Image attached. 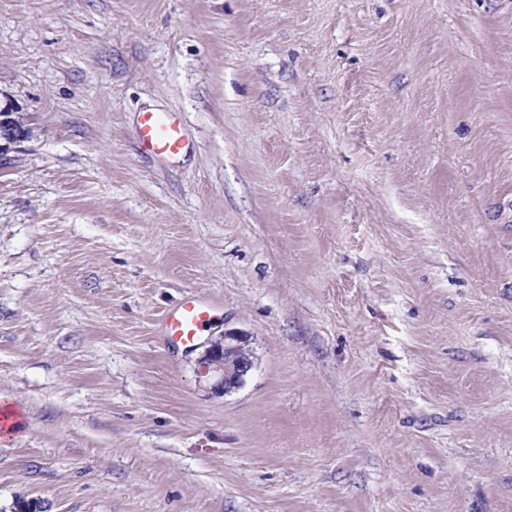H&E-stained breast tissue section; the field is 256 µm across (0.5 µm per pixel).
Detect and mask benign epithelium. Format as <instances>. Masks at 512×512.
<instances>
[{
  "instance_id": "7a95c632",
  "label": "benign epithelium",
  "mask_w": 512,
  "mask_h": 512,
  "mask_svg": "<svg viewBox=\"0 0 512 512\" xmlns=\"http://www.w3.org/2000/svg\"><path fill=\"white\" fill-rule=\"evenodd\" d=\"M24 130L13 108L0 107V153L23 139ZM254 368L249 337L228 331L212 339L196 360L199 385L214 395L240 387Z\"/></svg>"
}]
</instances>
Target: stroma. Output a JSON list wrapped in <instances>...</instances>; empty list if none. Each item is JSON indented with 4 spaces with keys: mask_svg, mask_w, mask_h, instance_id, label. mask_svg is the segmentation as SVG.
Listing matches in <instances>:
<instances>
[{
    "mask_svg": "<svg viewBox=\"0 0 512 512\" xmlns=\"http://www.w3.org/2000/svg\"><path fill=\"white\" fill-rule=\"evenodd\" d=\"M6 103L0 512H512V0H0ZM13 108L6 104L0 107V153H3L7 146L23 139L24 130L19 118L15 115ZM4 140V144H2ZM141 150L166 163L177 162L187 151L184 128L169 112H142L138 115ZM210 320V310L196 297L183 299L163 320V336L174 343L191 345ZM253 368L249 337L231 331L212 339L196 360L199 385L214 395L239 388Z\"/></svg>",
    "mask_w": 512,
    "mask_h": 512,
    "instance_id": "1",
    "label": "stroma"
}]
</instances>
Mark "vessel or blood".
I'll use <instances>...</instances> for the list:
<instances>
[{
    "label": "vessel or blood",
    "mask_w": 512,
    "mask_h": 512,
    "mask_svg": "<svg viewBox=\"0 0 512 512\" xmlns=\"http://www.w3.org/2000/svg\"><path fill=\"white\" fill-rule=\"evenodd\" d=\"M138 139L142 151L166 163L177 162L188 148L181 122L169 112L139 113ZM209 320L207 304L198 298L188 297L165 315L163 334L172 342L189 345Z\"/></svg>",
    "instance_id": "b4317fda"
}]
</instances>
